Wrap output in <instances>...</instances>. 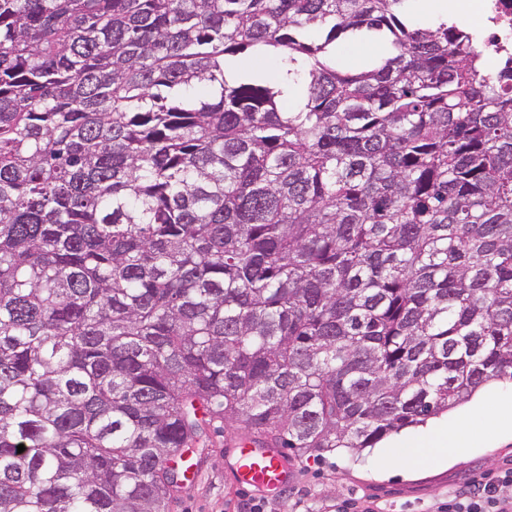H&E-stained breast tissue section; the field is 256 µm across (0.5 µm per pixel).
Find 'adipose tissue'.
I'll return each mask as SVG.
<instances>
[{"label":"adipose tissue","mask_w":512,"mask_h":512,"mask_svg":"<svg viewBox=\"0 0 512 512\" xmlns=\"http://www.w3.org/2000/svg\"><path fill=\"white\" fill-rule=\"evenodd\" d=\"M491 437H512V394L498 396L496 413L490 421ZM488 437V438H491ZM487 437L480 434H465L462 421L434 419L428 421L423 431H404L394 439L395 444L407 448L422 447L426 450V462L446 467L470 449L486 445Z\"/></svg>","instance_id":"adipose-tissue-1"}]
</instances>
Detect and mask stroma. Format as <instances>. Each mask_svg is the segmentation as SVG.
<instances>
[{
	"label": "stroma",
	"instance_id": "stroma-1",
	"mask_svg": "<svg viewBox=\"0 0 512 512\" xmlns=\"http://www.w3.org/2000/svg\"><path fill=\"white\" fill-rule=\"evenodd\" d=\"M389 45L359 34L336 48L340 70H357ZM240 430L222 427L209 434L207 450L196 462L199 477L176 492L169 512H343L359 500L375 512H448V499L467 488L474 476L512 471V440L492 448H477L453 466H426L406 476L378 475L371 450L339 451L317 461L284 450L291 478L277 492L240 490L234 483L236 455L230 443Z\"/></svg>",
	"mask_w": 512,
	"mask_h": 512
}]
</instances>
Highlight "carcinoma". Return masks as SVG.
<instances>
[{
	"label": "carcinoma",
	"mask_w": 512,
	"mask_h": 512,
	"mask_svg": "<svg viewBox=\"0 0 512 512\" xmlns=\"http://www.w3.org/2000/svg\"><path fill=\"white\" fill-rule=\"evenodd\" d=\"M406 2L0 0V512H169L217 421L321 460L512 378V84ZM382 53H391L390 46L370 35L359 34L338 43L336 48L337 66L343 71L359 70L371 58ZM236 68V74L254 72L259 75H266L269 78H276L279 74L278 62L272 56L244 55L233 58L232 63Z\"/></svg>",
	"instance_id": "obj_1"
}]
</instances>
